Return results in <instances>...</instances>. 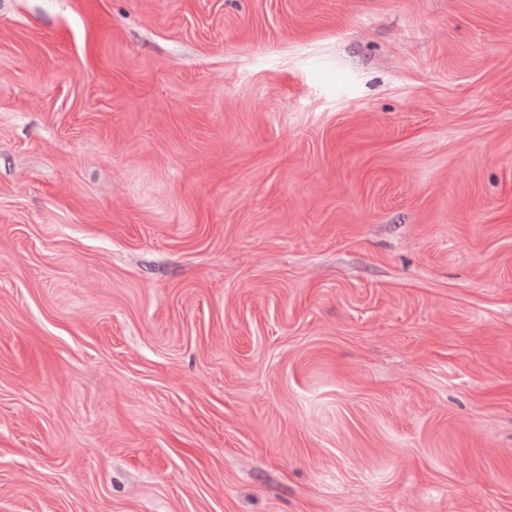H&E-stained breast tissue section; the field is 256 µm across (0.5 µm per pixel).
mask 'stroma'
<instances>
[{
  "instance_id": "stroma-1",
  "label": "stroma",
  "mask_w": 512,
  "mask_h": 512,
  "mask_svg": "<svg viewBox=\"0 0 512 512\" xmlns=\"http://www.w3.org/2000/svg\"><path fill=\"white\" fill-rule=\"evenodd\" d=\"M0 512H512V0H0Z\"/></svg>"
}]
</instances>
